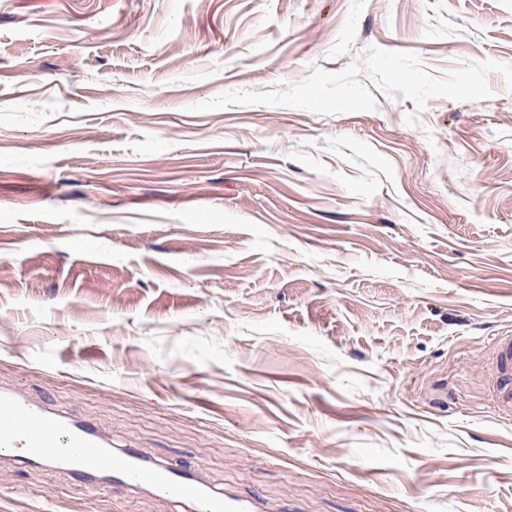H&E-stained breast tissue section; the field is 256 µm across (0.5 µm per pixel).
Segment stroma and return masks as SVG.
Masks as SVG:
<instances>
[{"label": "stroma", "mask_w": 512, "mask_h": 512, "mask_svg": "<svg viewBox=\"0 0 512 512\" xmlns=\"http://www.w3.org/2000/svg\"><path fill=\"white\" fill-rule=\"evenodd\" d=\"M512 65V0H0V388L264 512H512V90L270 91L367 47ZM0 456V512H171ZM491 370L494 380L491 393L495 407L506 416L512 415V335L498 336L494 343Z\"/></svg>", "instance_id": "1"}]
</instances>
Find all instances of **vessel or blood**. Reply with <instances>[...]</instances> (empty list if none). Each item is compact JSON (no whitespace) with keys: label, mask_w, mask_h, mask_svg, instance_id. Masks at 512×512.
Returning <instances> with one entry per match:
<instances>
[{"label":"vessel or blood","mask_w":512,"mask_h":512,"mask_svg":"<svg viewBox=\"0 0 512 512\" xmlns=\"http://www.w3.org/2000/svg\"><path fill=\"white\" fill-rule=\"evenodd\" d=\"M490 365L492 402L501 414L511 416V334L496 338ZM0 454L47 457L82 481L105 473L112 484L146 488L177 502L182 512H261L256 499L216 491L195 475L145 458L138 449L112 447L92 423L47 413L6 392L0 394Z\"/></svg>","instance_id":"1"}]
</instances>
